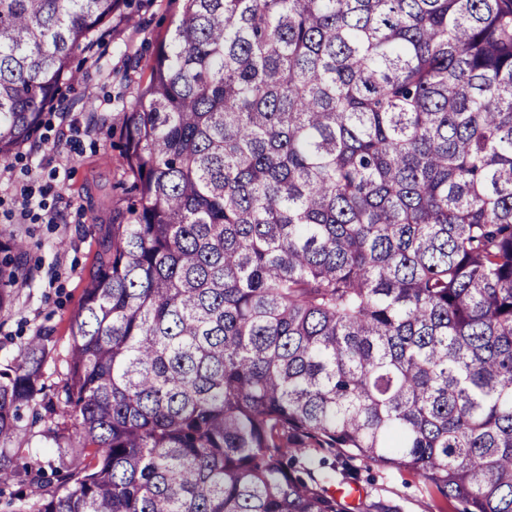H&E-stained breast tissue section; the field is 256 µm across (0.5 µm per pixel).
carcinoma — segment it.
<instances>
[{
	"mask_svg": "<svg viewBox=\"0 0 512 512\" xmlns=\"http://www.w3.org/2000/svg\"><path fill=\"white\" fill-rule=\"evenodd\" d=\"M126 0H0V163ZM123 113L137 199L71 321L33 512H400L311 450L512 512V0H181ZM0 241V309L27 276Z\"/></svg>",
	"mask_w": 512,
	"mask_h": 512,
	"instance_id": "obj_1",
	"label": "carcinoma"
}]
</instances>
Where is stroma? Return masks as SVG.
<instances>
[{"label":"stroma","mask_w":512,"mask_h":512,"mask_svg":"<svg viewBox=\"0 0 512 512\" xmlns=\"http://www.w3.org/2000/svg\"><path fill=\"white\" fill-rule=\"evenodd\" d=\"M177 12L176 0H132L94 54L76 56L79 82L64 86L41 129L0 172V232L25 241L24 263L33 276L14 285L11 305L0 309V360L16 357L36 331L49 333L54 348L44 368L48 391L66 379L70 324L104 226L133 197L119 167L120 113L146 85L145 63ZM26 194L43 200L44 215H24ZM49 424L41 402H33L23 412L9 453L22 463L33 455L42 464L55 463L58 450L42 437ZM360 475L373 477L377 494L402 512L460 510L411 473L374 466Z\"/></svg>","instance_id":"stroma-1"}]
</instances>
